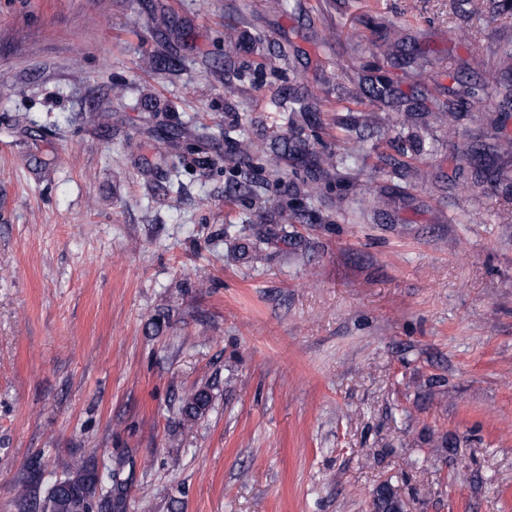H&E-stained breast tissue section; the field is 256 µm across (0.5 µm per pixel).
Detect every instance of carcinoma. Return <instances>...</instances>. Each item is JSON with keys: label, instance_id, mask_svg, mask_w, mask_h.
<instances>
[{"label": "carcinoma", "instance_id": "cac0c4a2", "mask_svg": "<svg viewBox=\"0 0 512 512\" xmlns=\"http://www.w3.org/2000/svg\"><path fill=\"white\" fill-rule=\"evenodd\" d=\"M273 106L282 113L284 122L289 126L301 122L310 124L311 112L315 110V106L304 104L298 98L278 100L273 102ZM224 142L250 162H265L275 186L282 182L281 162H306L310 175L297 184V194L305 200L323 198L326 183L341 178L342 169L348 167L360 152L357 143L346 156L340 157L332 151H312L306 139L290 143L254 138L245 120L224 128ZM211 402L209 386L192 390L181 407L184 420L188 423L199 420ZM125 509V486L119 475L112 471L103 475L99 473L97 465L88 460L75 462L67 476L55 482L43 500V512H125Z\"/></svg>", "mask_w": 512, "mask_h": 512}]
</instances>
